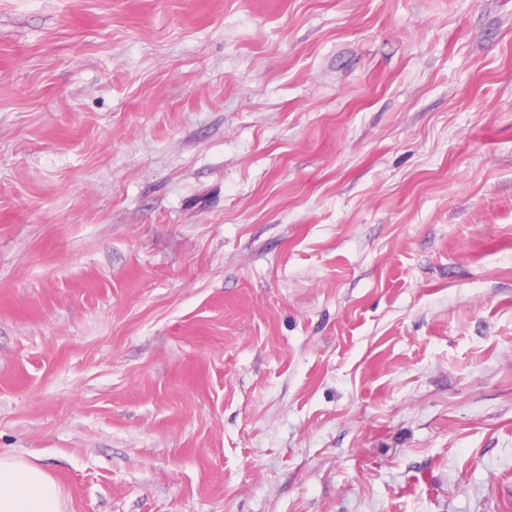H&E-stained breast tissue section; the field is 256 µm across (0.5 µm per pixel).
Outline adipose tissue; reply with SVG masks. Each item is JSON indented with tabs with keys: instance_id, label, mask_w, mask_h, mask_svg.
<instances>
[{
	"instance_id": "ef3b65f1",
	"label": "adipose tissue",
	"mask_w": 512,
	"mask_h": 512,
	"mask_svg": "<svg viewBox=\"0 0 512 512\" xmlns=\"http://www.w3.org/2000/svg\"><path fill=\"white\" fill-rule=\"evenodd\" d=\"M56 479L24 458L0 455V512H62Z\"/></svg>"
}]
</instances>
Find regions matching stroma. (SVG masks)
Wrapping results in <instances>:
<instances>
[{"label":"stroma","instance_id":"obj_1","mask_svg":"<svg viewBox=\"0 0 512 512\" xmlns=\"http://www.w3.org/2000/svg\"><path fill=\"white\" fill-rule=\"evenodd\" d=\"M0 455L512 512V0H0Z\"/></svg>","mask_w":512,"mask_h":512}]
</instances>
